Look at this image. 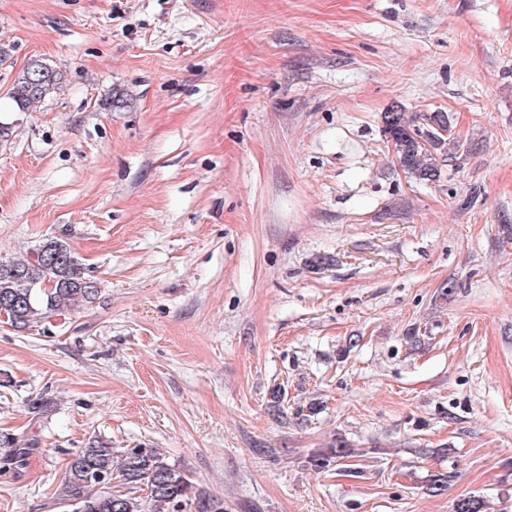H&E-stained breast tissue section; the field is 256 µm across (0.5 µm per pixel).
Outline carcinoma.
Masks as SVG:
<instances>
[{
    "mask_svg": "<svg viewBox=\"0 0 512 512\" xmlns=\"http://www.w3.org/2000/svg\"><path fill=\"white\" fill-rule=\"evenodd\" d=\"M61 80L59 69L32 62L15 79L9 98L23 112L59 90ZM383 123L396 163L419 183L439 181L443 166L468 149L446 112H407L398 107L384 113ZM97 295V282L70 246L56 238L42 241L27 258L0 263V314L17 328L91 303ZM0 445L8 449L0 458L5 467L22 464L33 449L7 435ZM349 457L351 452L340 446L316 453L312 462L320 470ZM455 478L453 472L437 473L427 490L440 495ZM143 486L144 498L137 495ZM60 500L73 507L72 512H226L224 500L198 491L183 470L155 449L128 448L117 460L112 449L92 442L68 463Z\"/></svg>",
    "mask_w": 512,
    "mask_h": 512,
    "instance_id": "cac0c4a2",
    "label": "carcinoma"
}]
</instances>
